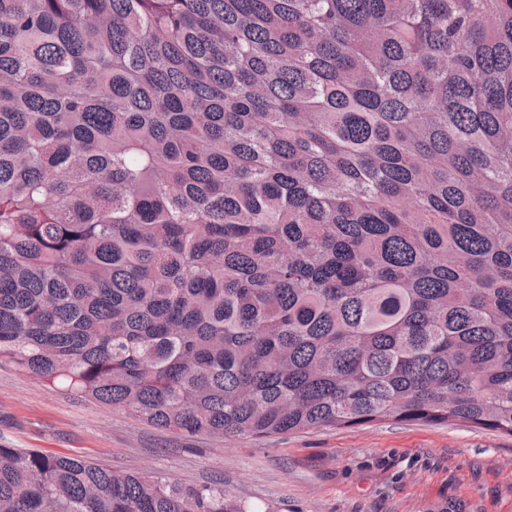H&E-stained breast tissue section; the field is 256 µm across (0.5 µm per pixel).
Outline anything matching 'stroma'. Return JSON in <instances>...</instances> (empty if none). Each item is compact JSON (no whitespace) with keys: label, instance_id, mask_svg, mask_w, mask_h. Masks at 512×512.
<instances>
[{"label":"stroma","instance_id":"obj_1","mask_svg":"<svg viewBox=\"0 0 512 512\" xmlns=\"http://www.w3.org/2000/svg\"><path fill=\"white\" fill-rule=\"evenodd\" d=\"M1 444L92 457L120 475L220 483L249 512H512V436L460 422L181 436L1 362Z\"/></svg>","mask_w":512,"mask_h":512}]
</instances>
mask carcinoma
Wrapping results in <instances>:
<instances>
[{"label":"carcinoma","mask_w":512,"mask_h":512,"mask_svg":"<svg viewBox=\"0 0 512 512\" xmlns=\"http://www.w3.org/2000/svg\"><path fill=\"white\" fill-rule=\"evenodd\" d=\"M0 361L170 432L512 435V0H0ZM0 512H245L0 445Z\"/></svg>","instance_id":"cac0c4a2"}]
</instances>
